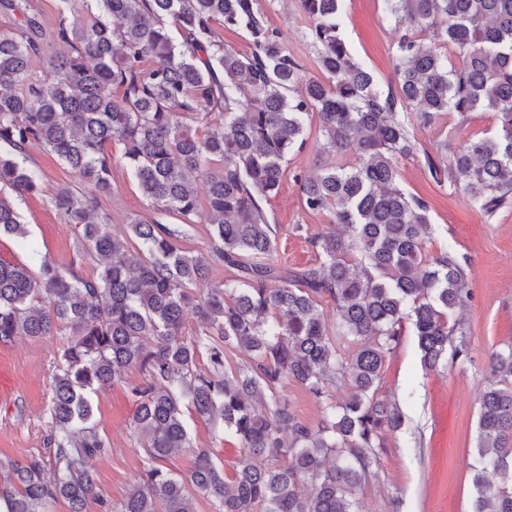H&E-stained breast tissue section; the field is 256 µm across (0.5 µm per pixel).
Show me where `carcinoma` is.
<instances>
[{"mask_svg": "<svg viewBox=\"0 0 512 512\" xmlns=\"http://www.w3.org/2000/svg\"><path fill=\"white\" fill-rule=\"evenodd\" d=\"M59 2L48 36L37 7L0 0L21 14L0 30V238L30 254L0 259V343L68 336L50 381L52 472L40 459L9 463L0 512H48L59 499L83 512L97 488L86 460L107 451L91 396L132 369L144 375L129 389L146 461L107 512H196L198 497L215 512H360L386 434L404 425L398 402L378 393L405 327L426 369L470 359L449 322L469 295L465 268L451 248L427 253L429 207L399 185L400 161L417 153L408 126L494 113L493 132L446 138L425 163L488 214L512 201V0H382L400 29L388 84L352 53L345 0H298L319 77L262 23L257 0H96L89 21L83 0ZM216 20L246 31L250 53L215 40ZM423 31L442 51L421 45ZM47 39L66 50L41 78L29 60ZM313 120L320 162L300 180L302 204L345 234L306 235L316 260L282 269L261 201L278 192ZM114 140L117 158L106 150ZM31 143L87 185L51 202L95 261L91 277L33 247L19 220L17 203L42 192ZM121 163L154 208L126 236L99 214ZM171 217L210 224V250H186ZM214 264L229 271L220 283L208 282ZM189 314L201 325L192 333ZM290 380L322 405L317 426L281 395ZM340 386L350 389L342 404ZM189 409L244 449L232 473L210 448L184 475L163 466L192 447ZM477 432L473 512H512V346L489 357Z\"/></svg>", "mask_w": 512, "mask_h": 512, "instance_id": "obj_1", "label": "carcinoma"}]
</instances>
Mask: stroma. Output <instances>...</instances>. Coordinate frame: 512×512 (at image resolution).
Here are the masks:
<instances>
[{
  "label": "stroma",
  "instance_id": "35a3bbf8",
  "mask_svg": "<svg viewBox=\"0 0 512 512\" xmlns=\"http://www.w3.org/2000/svg\"><path fill=\"white\" fill-rule=\"evenodd\" d=\"M259 8L265 23L278 31L308 75H317L308 22L295 0H259ZM345 35L354 55L378 77L391 76L398 32L393 22L384 18L381 0H346ZM457 126L458 118L452 114L437 127L413 130L419 152L401 161L400 185L430 207L429 253L451 249L465 260L471 297L455 317L470 359L431 371L421 366L412 333L401 336L386 359L382 388L396 394L412 390L413 399L403 407V429L388 436L376 476L359 494L362 512H392L396 507L401 512L472 510L479 392L488 374L491 351L512 344V205L489 216L470 205L462 192L432 180L424 155L435 152L438 141ZM27 156L43 180L42 194L18 205L30 240L58 265L83 276L93 274L94 262L81 257L73 228L63 222L51 203L58 188L78 190L82 180L41 145H30ZM314 162L311 144L291 155L277 195L262 205L278 233L275 260L282 266L300 268L314 257L304 237L293 233L294 225L307 226L312 233L330 227L327 215L306 211L300 198L297 179L310 174ZM101 205L116 235L125 234L133 219L153 214L124 165L113 169L112 191L102 198ZM63 342V337L51 336L0 344V460L24 463L48 457V384L57 370ZM140 379L138 371H129L124 380L92 396L95 421L108 450L87 462L98 489L96 497L87 500L84 512H104L107 504L124 498L143 466L144 451L131 428L134 406L128 391L129 384ZM185 420L193 445L171 455L166 467L187 473L195 459L193 450L200 447L212 449L215 461L232 470L241 455L237 441L215 439L212 424L193 413H186Z\"/></svg>",
  "mask_w": 512,
  "mask_h": 512
}]
</instances>
